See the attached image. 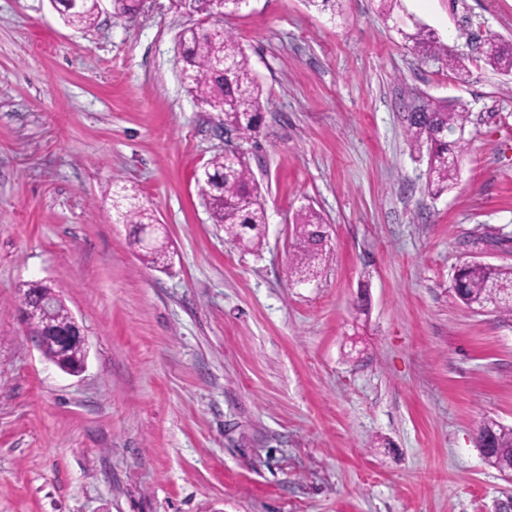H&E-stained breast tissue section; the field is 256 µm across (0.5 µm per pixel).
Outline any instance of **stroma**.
Listing matches in <instances>:
<instances>
[{
    "label": "stroma",
    "mask_w": 512,
    "mask_h": 512,
    "mask_svg": "<svg viewBox=\"0 0 512 512\" xmlns=\"http://www.w3.org/2000/svg\"><path fill=\"white\" fill-rule=\"evenodd\" d=\"M193 17L148 0L94 28L49 0H0V512H512L476 444L512 425V320L452 290L512 266V0H249L224 17L263 89L239 141L264 246L212 224L198 178L224 150L176 43ZM425 28L452 74L407 39ZM470 115L456 185L428 191L406 141L414 97ZM136 188L174 252L144 265L112 196ZM332 254L289 269L305 208ZM53 285L85 370L48 361L20 308ZM365 311H358L359 300ZM485 51V62L493 69L501 72L512 70V48L505 50L494 40H489Z\"/></svg>",
    "instance_id": "stroma-1"
}]
</instances>
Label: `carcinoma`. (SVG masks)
I'll return each mask as SVG.
<instances>
[{"mask_svg":"<svg viewBox=\"0 0 512 512\" xmlns=\"http://www.w3.org/2000/svg\"><path fill=\"white\" fill-rule=\"evenodd\" d=\"M64 21L81 30L92 27L99 15L100 0H54ZM202 19L179 34L182 72L194 98L215 112L224 113V127L242 138L254 132L261 119L263 89L252 69L248 55L236 38L209 19L207 4L198 0ZM113 14L130 19L140 11L138 0H112ZM418 51L444 61L450 70L458 69L456 57L432 32L424 29L406 35ZM485 62L501 72L512 70V48L504 49L488 41ZM469 113L457 101H432L423 96L415 100L405 114V133L412 151L427 154L428 188L435 196L448 191L458 175L454 161L463 156L465 129ZM203 197L212 223L224 228L225 237L246 251L262 246L266 210L261 190L249 163L240 151L213 157L203 172ZM119 218L126 224H150L153 211L139 203L136 192L127 187L116 193ZM325 223L313 212L300 214L295 225L297 250L290 268L298 275L315 271L329 261ZM173 251L166 241L154 239L141 250L140 257L151 268L165 269ZM455 296L473 310L493 306L494 312L512 317V268L466 261L453 279ZM71 324V313L57 298L48 310L32 323L42 343V353L56 362V338L48 335ZM478 447L498 468L512 467V427L496 421L484 423L478 434Z\"/></svg>","mask_w":512,"mask_h":512,"instance_id":"obj_1","label":"carcinoma"}]
</instances>
